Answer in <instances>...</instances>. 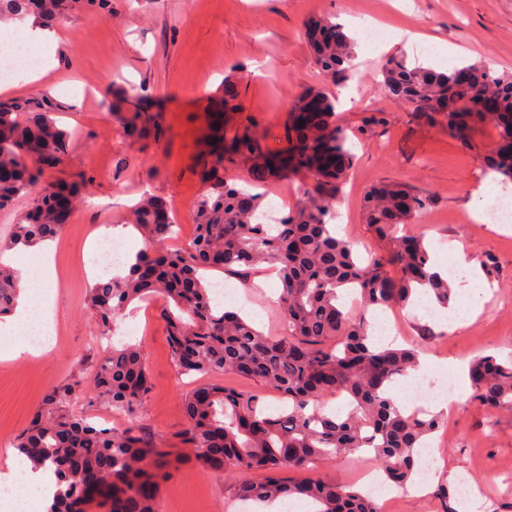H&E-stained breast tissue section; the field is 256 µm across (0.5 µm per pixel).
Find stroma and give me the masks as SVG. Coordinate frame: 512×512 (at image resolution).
Listing matches in <instances>:
<instances>
[{"mask_svg":"<svg viewBox=\"0 0 512 512\" xmlns=\"http://www.w3.org/2000/svg\"><path fill=\"white\" fill-rule=\"evenodd\" d=\"M321 18L344 26L353 19L371 21L388 34L378 49L364 35L352 36V83L362 86L363 99L340 102L336 110L357 155L336 202L343 233L360 255L385 254L388 243L364 222L365 192L374 183L395 180L428 196L430 207L409 230L424 234L439 264L449 261L448 241L462 244L479 275L472 280L454 273V301L465 309L476 297L482 308L466 326L435 328L429 339L422 336L425 317L401 310L408 340L422 341L424 356L437 360L435 378L444 374L448 359L512 357V224L476 225L468 214L471 189L486 176L482 159L495 145V132L484 129L467 146L439 127L412 123L406 105L383 94L373 78L383 63L401 55L447 70L449 47L457 48L465 63L512 75V0H112L111 18L82 13L60 23L55 68L37 81L14 79L8 96L12 102L47 97L59 104L56 117L71 133L68 154L62 167L46 170L41 179H75L84 187L82 202L55 240V281L48 295L60 342L42 356L0 362V430L19 433L49 388L79 375L90 378L96 368L102 347L90 338L98 324L86 298L96 279L88 247L101 225L123 227L141 242L126 219L148 193L166 202L177 222L166 248H184L195 233L194 204L205 189L200 161L210 149L216 113L229 124L238 113L251 115L263 152L285 153L292 146L290 109L298 94L306 88L336 92V84L313 63L304 36L307 23ZM397 28L417 33V40L396 39ZM228 75L236 87L235 113L224 109ZM117 101L123 110L152 114L158 134L129 137L110 114ZM369 110L386 113L388 123L364 135L360 120ZM226 175L240 184L261 181L268 202L284 212L308 184L303 174L268 175L253 162L239 163ZM487 264L492 273H484ZM238 289L255 324L276 333V275L256 272ZM126 322L154 384L138 423L166 445H176L187 424L184 397L194 382L169 360L161 301L137 304ZM435 441L443 465L429 476V485L455 484L469 470L490 494V512H512V411L492 413L471 399L458 400ZM266 477L259 470L231 476L187 464L162 488L159 512H236L234 482Z\"/></svg>","mask_w":512,"mask_h":512,"instance_id":"1","label":"stroma"}]
</instances>
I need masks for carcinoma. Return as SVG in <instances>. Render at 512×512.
Here are the masks:
<instances>
[{
    "label": "carcinoma",
    "mask_w": 512,
    "mask_h": 512,
    "mask_svg": "<svg viewBox=\"0 0 512 512\" xmlns=\"http://www.w3.org/2000/svg\"><path fill=\"white\" fill-rule=\"evenodd\" d=\"M112 14V0H0V22L55 24L73 13ZM308 39L314 62L330 81H347L354 70L353 43L330 20L311 23ZM471 79H460L461 70ZM436 71L404 58L388 61L375 74L384 93L406 103L414 121L436 124L463 144L481 127L495 130L497 147L489 168L512 182V78L489 65ZM494 99L497 116L480 110ZM289 127L296 145L287 156L270 158L275 171H304L312 188L276 224H264V195L224 178V165L259 150L255 121L247 117L228 143L215 125L212 154L200 171L207 189L195 205V235L187 247L168 251L161 243L174 234L165 202L146 196L131 211L130 224L145 249L134 256L130 273L105 276L89 288L87 306L102 334L110 332L132 302L163 303L166 344L174 368L205 381L184 398L188 424L170 448L134 424L149 397L152 378L138 344L102 350L92 377L93 402L126 416L133 425L105 427L74 408L82 381L56 385L44 396L30 424L13 440L18 457L49 467L56 493L46 512H157L171 468L190 458L209 472L239 468L270 473L261 483L234 485L242 503L302 501L314 512H379L376 501L353 485L320 477L282 478L283 470L307 471L339 458L368 451L385 479L405 486L416 474L418 449L445 425L430 410L404 411L390 390L419 364L422 343L393 346L371 338L365 316L349 310L343 293L358 294L363 310L405 308L417 287L440 306L448 305L453 283L432 271L421 235H401L400 226L420 218L429 198L396 181L372 186L364 198V222L390 250L360 260L353 244L336 234V190L355 162L345 130L336 123V99L321 90L299 96ZM151 116L124 112L131 136L148 130ZM383 112H365L360 131L385 127ZM69 139L57 125L50 103L0 104V209L34 193L28 210L0 239V249L29 247L53 239L61 230L59 204L65 190L76 203V183L53 182L33 188L47 169L63 163ZM267 265L281 288L279 334L267 335L234 310L213 303L205 273L221 271L242 278ZM14 272L0 263V315L15 306ZM232 373L275 390L284 407L273 411L262 396L230 389L213 380ZM471 399L495 412L512 409V359H474ZM344 397L348 408L328 409ZM433 494L442 512H458L456 489L439 484Z\"/></svg>",
    "instance_id": "carcinoma-1"
}]
</instances>
